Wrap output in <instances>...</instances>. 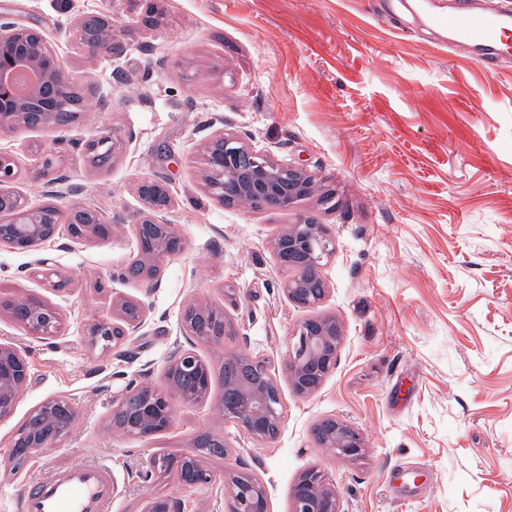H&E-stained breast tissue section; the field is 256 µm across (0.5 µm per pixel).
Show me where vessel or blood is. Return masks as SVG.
<instances>
[{"label": "vessel or blood", "mask_w": 512, "mask_h": 512, "mask_svg": "<svg viewBox=\"0 0 512 512\" xmlns=\"http://www.w3.org/2000/svg\"><path fill=\"white\" fill-rule=\"evenodd\" d=\"M387 17L444 35L450 50L487 69L512 62V9L491 0H456L445 14L425 11L421 0H390ZM110 468L74 466L38 481L21 498V512H112Z\"/></svg>", "instance_id": "obj_1"}]
</instances>
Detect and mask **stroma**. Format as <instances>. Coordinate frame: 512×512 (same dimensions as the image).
Returning <instances> with one entry per match:
<instances>
[{
  "label": "stroma",
  "instance_id": "1",
  "mask_svg": "<svg viewBox=\"0 0 512 512\" xmlns=\"http://www.w3.org/2000/svg\"><path fill=\"white\" fill-rule=\"evenodd\" d=\"M381 12L382 0H0V20L41 30L89 104L63 128L0 132V153L18 166L12 190L32 207L89 206L118 225L106 239L63 231L34 251H0V296L41 298L63 319L62 335L42 341L0 313V340L30 362L0 419V512H21L33 481L99 463L114 478L112 512H142L152 495L179 499L184 512H224L231 466L265 484L269 512H290L294 484L313 467L344 512H512V64L485 69L435 36L387 27ZM93 15L110 21V52L75 42L74 27ZM106 129L122 142L97 168L84 144ZM219 129L308 169L319 193L288 208L220 202L201 177ZM143 177L168 183L187 240L150 291L128 272ZM306 217L336 237L323 269L330 292L314 308L288 300L291 273L271 246ZM44 258L68 292L46 287ZM116 299L142 300L148 313L128 359L86 335ZM195 301L223 308L233 334L196 347L214 373L210 401L175 403L172 429L149 439L116 432L112 405L130 383L166 388L164 361ZM324 315L343 329L336 368L300 396L283 371L291 336ZM228 350L275 373V438L253 440L220 413ZM56 396L76 403L80 422L11 471L18 428ZM328 418L362 434L361 457L319 447L314 429ZM204 431L232 448L204 457L212 484L147 475L146 458L189 453Z\"/></svg>",
  "mask_w": 512,
  "mask_h": 512
}]
</instances>
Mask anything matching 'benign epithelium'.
<instances>
[{
	"mask_svg": "<svg viewBox=\"0 0 512 512\" xmlns=\"http://www.w3.org/2000/svg\"><path fill=\"white\" fill-rule=\"evenodd\" d=\"M94 24L109 25L104 16H93L79 22L81 44L92 53L111 51L112 43L101 41L89 29ZM22 27L0 23V130H10L20 121L32 116L41 123L61 124V113L54 111L58 89L69 83V76L60 55L37 30L28 32L37 36L31 44L18 40ZM26 66L40 75V81L28 97L18 96L8 81V75L17 67ZM39 102L41 108L31 110ZM116 137L102 132L86 143V150L108 153ZM203 179L208 190L218 199L247 201L263 199L275 206L289 207L304 196L313 194L316 182L302 167L280 164L273 159L251 151L239 138L219 131L208 141L204 151ZM18 175L16 161L11 155L0 153V187L12 182ZM145 208L134 225L135 236L143 240L159 233L156 249L142 252V274L146 287L159 283L158 262L181 254L186 240L178 225L168 221L166 214L173 207L168 189L157 181L143 179L138 185ZM13 210L10 220L0 224V248L29 251L54 238L61 227L63 212L54 208L52 220L44 219L41 209L28 205L21 194L12 195ZM71 213L93 217L88 225L90 236L110 235L115 225L104 220L90 207L76 206ZM272 248L280 265L296 264L294 276L285 282L283 292L288 300L305 308L320 304L328 293L322 275L324 262L336 251V239L321 224L308 221L290 224L278 233ZM117 318L97 319L89 324L91 337L111 342L115 333L127 338L136 335L145 320L144 304H118ZM5 310L24 332L37 339L50 340L62 332L59 311L48 303L31 298L13 301L0 298V311ZM203 313L195 305H188L182 315L183 329L189 346H177L169 354L165 377L172 380L184 373L193 387V398L181 399L185 404H201L211 396V379L204 362L195 350L203 334L205 322L197 315ZM341 327L333 317L309 318L301 322L293 337L284 373L293 390L301 396L315 394L326 376L336 368L341 343ZM245 359L255 372L256 380L246 381L235 388L224 390L220 402L227 418L256 440H267L278 434L282 420V403L276 378L266 362L236 354ZM30 363L26 354L12 343L0 342V418L9 415L16 406L26 385ZM150 385H132L117 400L112 410V427L126 434L146 438L169 430L174 423L173 403L166 395L146 400L136 411L128 410L129 402L137 396L151 395ZM28 423L19 429L10 449V461L17 466L32 458L43 448H49L67 437L80 420L77 406L66 398H49L35 407L27 416ZM317 442L322 448H334L336 454L357 458L365 450L361 434L345 421L331 418L316 427ZM225 493V512H268L264 484L250 474H228ZM143 512H183L182 504L172 497L150 496ZM291 512H342L336 487L325 474L315 468L305 471L292 490Z\"/></svg>",
	"mask_w": 512,
	"mask_h": 512,
	"instance_id": "7a95c632",
	"label": "benign epithelium"
}]
</instances>
